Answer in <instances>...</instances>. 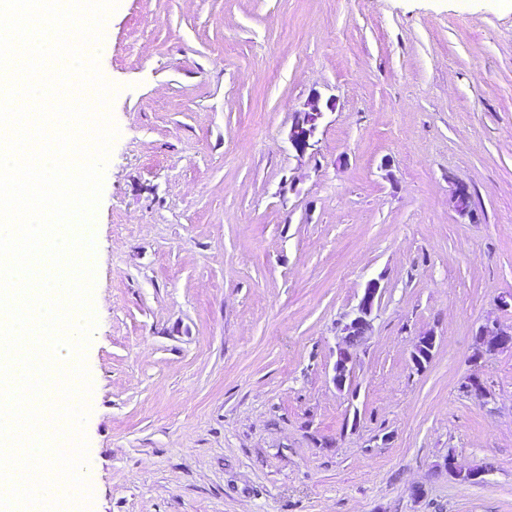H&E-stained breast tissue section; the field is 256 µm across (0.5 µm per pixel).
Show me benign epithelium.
<instances>
[{
	"label": "benign epithelium",
	"instance_id": "1",
	"mask_svg": "<svg viewBox=\"0 0 512 512\" xmlns=\"http://www.w3.org/2000/svg\"><path fill=\"white\" fill-rule=\"evenodd\" d=\"M335 109V104L322 102L321 96L315 94L307 102L304 110L295 113L289 133V140L294 149L301 155L315 146V136L324 117L325 110ZM472 197L468 187L459 185L451 197V204L456 213L466 215L471 208ZM381 285L376 279L370 280L353 309L348 321L343 326L342 344L339 345L337 357L332 367V382L342 391L351 382L355 369L354 352L362 345L366 332L370 328L371 316L381 298ZM437 336L429 331L418 336L410 352V361L414 367L421 369L428 363L436 348ZM476 360L480 361L498 353L512 350V327H505L499 321H487L474 336ZM463 392L478 400L487 398L488 391L478 370H473L462 385ZM448 471L470 481H484L485 468L475 467L463 469L450 455L447 459Z\"/></svg>",
	"mask_w": 512,
	"mask_h": 512
}]
</instances>
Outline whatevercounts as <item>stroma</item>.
<instances>
[{
	"label": "stroma",
	"mask_w": 512,
	"mask_h": 512,
	"mask_svg": "<svg viewBox=\"0 0 512 512\" xmlns=\"http://www.w3.org/2000/svg\"><path fill=\"white\" fill-rule=\"evenodd\" d=\"M86 52L118 129L89 512H512V352L477 368L487 401L460 390L478 327L512 326V0H118ZM315 93L336 108L302 156ZM373 278L340 391V324ZM335 102L322 103L321 96L315 94L307 102L304 110L296 112L289 133V140L294 149L301 155L315 146V136L324 117L325 108L335 109ZM381 285L376 279L370 280L343 326L342 344L332 367V382L338 390H344L350 384L355 369L354 352L362 345L366 332L371 326V316L381 298ZM436 340L437 336L432 331L418 336L410 352V361L414 367L422 369L432 359Z\"/></svg>",
	"instance_id": "1"
}]
</instances>
